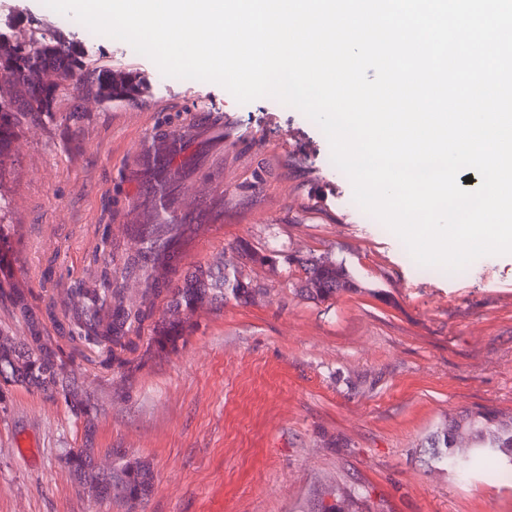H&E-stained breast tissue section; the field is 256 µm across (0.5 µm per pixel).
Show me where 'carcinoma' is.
Wrapping results in <instances>:
<instances>
[{
  "mask_svg": "<svg viewBox=\"0 0 512 512\" xmlns=\"http://www.w3.org/2000/svg\"><path fill=\"white\" fill-rule=\"evenodd\" d=\"M0 43L12 50L0 53V173L13 164L11 145L23 123H36L57 114L62 89L42 83L37 73L51 71L71 82L74 92L66 122L82 119L79 96L103 103L125 101L138 84L110 68L91 66L81 58L78 44L55 30L41 33L38 44L26 45L0 33ZM192 224H137L133 238L139 250L127 253L117 270L103 267L94 284L75 280L57 305L45 294L11 287L12 267L0 256V303L11 307L25 325L32 342H18L0 331V388L6 385L53 393L58 379L54 359L90 354L89 362L101 372L125 373L138 352L145 355L176 351L193 330L191 319L203 306L221 308L234 300L247 303L254 292L242 272L224 267H198L178 282L172 274L178 252L171 248L188 240ZM234 248L255 263L275 262L302 271L299 291L316 301H327L341 291L360 288L343 263L328 257H290L282 250L259 252L241 239ZM135 280L141 295L132 297L125 282ZM469 438L466 454L458 453L456 440ZM430 461L452 472L464 473L474 463L495 460L512 473V412L475 407L448 419V425L427 440ZM96 448H76L66 455L70 473L93 496L110 500H145L154 472L141 458L122 457L107 474L96 469Z\"/></svg>",
  "mask_w": 512,
  "mask_h": 512,
  "instance_id": "obj_1",
  "label": "carcinoma"
}]
</instances>
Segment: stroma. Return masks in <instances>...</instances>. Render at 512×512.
Returning <instances> with one entry per match:
<instances>
[{"mask_svg": "<svg viewBox=\"0 0 512 512\" xmlns=\"http://www.w3.org/2000/svg\"><path fill=\"white\" fill-rule=\"evenodd\" d=\"M88 62L144 88L133 105L83 101L69 137L61 117L19 129L0 177L12 197L5 221L23 227L19 287L92 274L103 235L126 247L128 199L154 204L151 187L124 180L140 143L213 112L223 131L187 142L174 182L183 223L208 228L182 269L228 256L243 238L331 257L362 289L314 302L298 292L297 269L258 266L254 300L199 310L177 353L125 378L75 361L97 408L91 433L63 401L13 389L0 413V512H128L70 477L66 452L87 446L151 463L140 512H318L338 496L361 512H512V480L494 462L464 476L424 463L427 437L449 416L512 409V254L432 273L386 226L364 221L326 136L299 110L160 80L151 59L110 37Z\"/></svg>", "mask_w": 512, "mask_h": 512, "instance_id": "stroma-1", "label": "stroma"}]
</instances>
